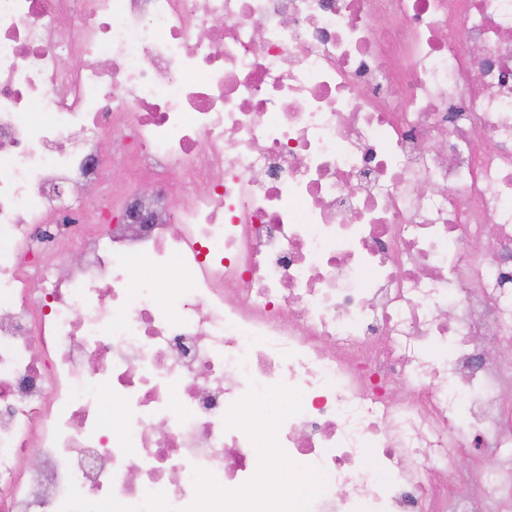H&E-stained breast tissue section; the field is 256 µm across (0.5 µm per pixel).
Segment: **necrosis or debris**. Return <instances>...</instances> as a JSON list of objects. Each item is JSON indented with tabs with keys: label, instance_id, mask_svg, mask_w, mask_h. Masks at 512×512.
I'll list each match as a JSON object with an SVG mask.
<instances>
[{
	"label": "necrosis or debris",
	"instance_id": "4bbe7bcc",
	"mask_svg": "<svg viewBox=\"0 0 512 512\" xmlns=\"http://www.w3.org/2000/svg\"><path fill=\"white\" fill-rule=\"evenodd\" d=\"M133 157L167 216L129 238L100 180ZM489 340L512 349V0H0V512L72 484L183 512L197 466L237 489L258 459L225 417L279 383L281 446L328 476L311 512H502ZM462 448L498 461L466 491Z\"/></svg>",
	"mask_w": 512,
	"mask_h": 512
}]
</instances>
